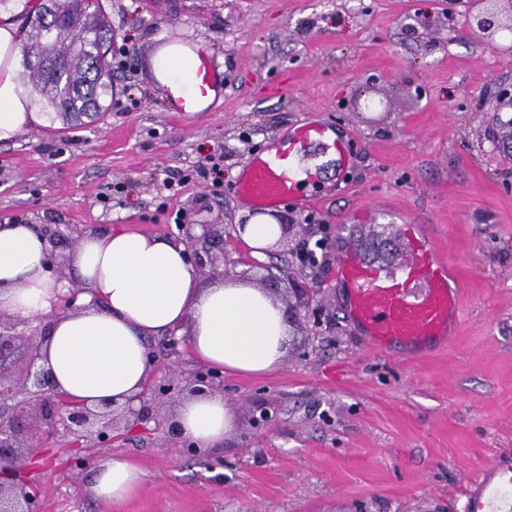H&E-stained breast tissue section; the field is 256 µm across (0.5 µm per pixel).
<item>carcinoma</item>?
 <instances>
[{
  "instance_id": "1",
  "label": "carcinoma",
  "mask_w": 512,
  "mask_h": 512,
  "mask_svg": "<svg viewBox=\"0 0 512 512\" xmlns=\"http://www.w3.org/2000/svg\"><path fill=\"white\" fill-rule=\"evenodd\" d=\"M23 78L46 112L97 115L112 101V27L100 0H42L27 18Z\"/></svg>"
}]
</instances>
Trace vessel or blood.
<instances>
[{"mask_svg": "<svg viewBox=\"0 0 512 512\" xmlns=\"http://www.w3.org/2000/svg\"><path fill=\"white\" fill-rule=\"evenodd\" d=\"M216 73L214 60L198 52L194 92L179 99V112L190 115L198 111L215 86ZM312 143L333 148L338 167L350 165V146L333 125L304 120L288 131L273 153L250 157L236 181L238 196L260 209L305 200L315 175L310 171L299 174L294 160L300 148ZM395 233L403 252L400 274L364 261L349 248L338 256L337 278L348 292V319L368 344L381 351L397 348L413 356L453 334L461 296L450 283L449 264L419 225L400 224ZM471 483L473 489L465 494L461 512H504V504L512 505V466L492 464Z\"/></svg>", "mask_w": 512, "mask_h": 512, "instance_id": "b4317fda", "label": "vessel or blood"}]
</instances>
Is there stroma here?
Listing matches in <instances>:
<instances>
[{
    "label": "stroma",
    "mask_w": 512,
    "mask_h": 512,
    "mask_svg": "<svg viewBox=\"0 0 512 512\" xmlns=\"http://www.w3.org/2000/svg\"><path fill=\"white\" fill-rule=\"evenodd\" d=\"M112 26L109 111L0 144V222L54 233L61 280L79 281L72 230L175 236L220 230L197 248L224 256L232 278L288 277L284 304L302 321L281 365L225 376L235 430L208 459L176 455L153 403L141 427L90 459L120 456L145 480L114 507L91 498L92 467H68L71 436L30 468L40 512H459L466 481L512 464V41L474 31L450 0H102ZM202 49L224 77L220 101L190 117L151 71L161 46ZM381 102L376 111L362 101ZM303 120L349 142L346 173L324 166L315 197L285 202L315 263L287 245L252 256L235 190L252 154ZM223 157L224 179L196 176ZM176 189H167V182ZM111 187L110 200L101 189ZM417 224L462 290L458 337L428 359L369 350L336 279L340 250L369 231ZM266 408L270 419L255 428Z\"/></svg>",
    "instance_id": "1"
}]
</instances>
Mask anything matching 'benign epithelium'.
I'll return each instance as SVG.
<instances>
[{"label": "benign epithelium", "instance_id": "7a95c632", "mask_svg": "<svg viewBox=\"0 0 512 512\" xmlns=\"http://www.w3.org/2000/svg\"><path fill=\"white\" fill-rule=\"evenodd\" d=\"M502 2L504 0H471L467 12L469 26L491 34L511 31L512 23L505 25L502 21ZM187 252L188 261L200 273L208 268L214 271L224 262V257L207 249L189 247ZM22 343L27 344L30 366H35L40 346L34 335L18 332L15 326H6L0 320V360L10 357ZM149 359L152 368L137 409L130 404H106L91 409L73 403L54 389L49 373L42 368L29 372L23 380L0 376V402H14L11 413L0 415V512H38L37 492L21 477L31 457L17 452L22 447L18 441V418L35 412L28 428L32 440L55 432L58 424L63 423L72 437L85 442V447L98 448L112 442L114 432L120 427L138 426L149 414L152 401L174 399L185 393L197 396L224 391V374L211 367L196 368L182 383L175 378L176 370L172 366L168 374L156 375L159 359L152 350ZM171 433L175 435L174 447L178 455L202 456L196 443L183 436L178 426H171Z\"/></svg>", "mask_w": 512, "mask_h": 512}]
</instances>
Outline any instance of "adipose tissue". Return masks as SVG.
Listing matches in <instances>:
<instances>
[{
	"label": "adipose tissue",
	"instance_id": "adipose-tissue-1",
	"mask_svg": "<svg viewBox=\"0 0 512 512\" xmlns=\"http://www.w3.org/2000/svg\"><path fill=\"white\" fill-rule=\"evenodd\" d=\"M34 4L8 0L0 6V144L52 124L19 76L14 18ZM195 61L191 49L173 43L159 50L153 69L173 95H188ZM235 233L261 257L279 241L282 230L268 208L250 213ZM49 248L48 240L27 224H0V313L24 320L48 316L38 364L71 401L90 407L110 401L122 405L137 396L149 372L148 338L174 329L186 332L198 361L230 375L269 373L288 353L293 330L284 305L245 281L203 285L186 259L185 245L175 238L133 231L86 234L73 267L90 294L78 308L62 312L56 305L63 285L47 270ZM176 420L205 451L221 447L234 428L218 394L185 401ZM143 480L136 464L104 456L94 466L87 491L119 505Z\"/></svg>",
	"mask_w": 512,
	"mask_h": 512
}]
</instances>
